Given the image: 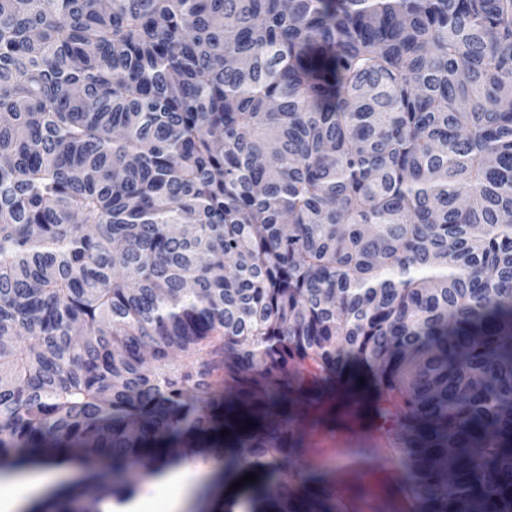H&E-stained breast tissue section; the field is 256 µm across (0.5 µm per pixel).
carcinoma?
I'll list each match as a JSON object with an SVG mask.
<instances>
[{
  "mask_svg": "<svg viewBox=\"0 0 512 512\" xmlns=\"http://www.w3.org/2000/svg\"><path fill=\"white\" fill-rule=\"evenodd\" d=\"M508 90L512 0H0V472H85L32 512L190 448L340 512L293 423L356 369L407 512H512Z\"/></svg>",
  "mask_w": 512,
  "mask_h": 512,
  "instance_id": "carcinoma-1",
  "label": "carcinoma"
}]
</instances>
